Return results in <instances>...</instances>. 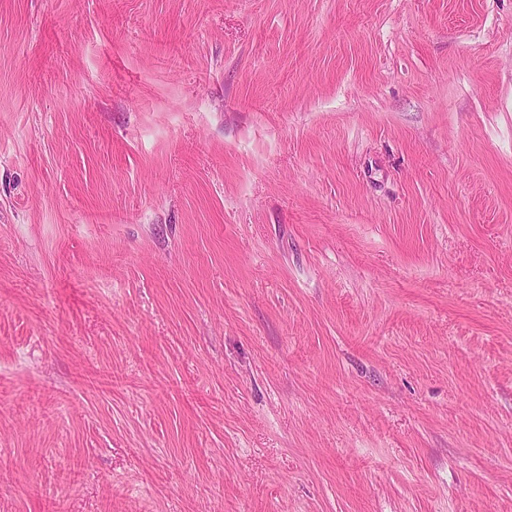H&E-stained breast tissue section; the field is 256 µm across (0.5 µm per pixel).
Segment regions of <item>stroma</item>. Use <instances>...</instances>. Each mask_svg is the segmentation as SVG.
Listing matches in <instances>:
<instances>
[{
    "mask_svg": "<svg viewBox=\"0 0 512 512\" xmlns=\"http://www.w3.org/2000/svg\"><path fill=\"white\" fill-rule=\"evenodd\" d=\"M0 512H512V0H0Z\"/></svg>",
    "mask_w": 512,
    "mask_h": 512,
    "instance_id": "stroma-1",
    "label": "stroma"
}]
</instances>
